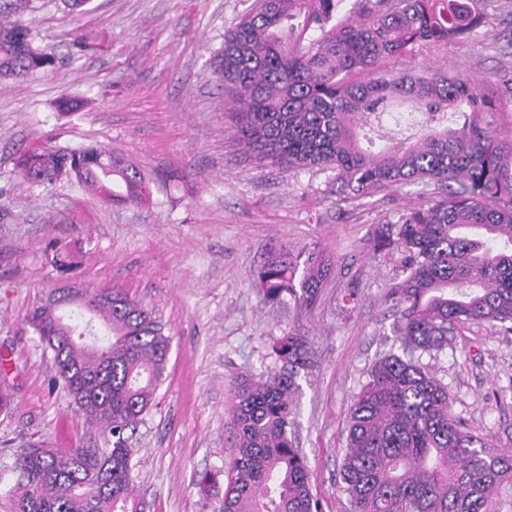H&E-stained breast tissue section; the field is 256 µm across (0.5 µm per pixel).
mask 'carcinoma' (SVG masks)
<instances>
[{
    "label": "carcinoma",
    "instance_id": "cac0c4a2",
    "mask_svg": "<svg viewBox=\"0 0 512 512\" xmlns=\"http://www.w3.org/2000/svg\"><path fill=\"white\" fill-rule=\"evenodd\" d=\"M343 0H261L256 12L224 34L215 71L233 97L242 148L288 168L336 171V192L354 198L371 189L433 183L439 194L399 224H379L376 252L400 255L389 289L396 332L406 348L439 352L448 332L469 323L512 333V122L497 103L512 98V76L495 84L437 73L380 69L418 42L446 44L479 20L477 0H397L367 22L329 23ZM31 0H0V77L25 78L53 55L33 45L21 16ZM322 31L319 40L311 32ZM369 71L367 81L350 76ZM413 101L424 122L446 114L462 126L435 130L376 152L358 129ZM23 179L49 187L67 180L112 203L138 204L144 177L101 146L33 144L17 161ZM299 263L273 256L255 273L264 302L289 300L304 312L318 304L331 263L318 248ZM57 288L34 306L27 323L55 364L54 384L67 390L86 420L112 437L110 448L57 451L36 441L14 455L13 512H145L133 490L126 436L155 406L171 337L154 309L123 288L97 291L102 303L83 318L88 289ZM99 320L106 340H87ZM277 371L235 384L229 412L235 430L218 512H322L307 461L294 445L297 378L317 366L309 337L275 339ZM339 489L350 512H512V452L488 451L453 413L444 384L413 355L374 363L353 397Z\"/></svg>",
    "mask_w": 512,
    "mask_h": 512
}]
</instances>
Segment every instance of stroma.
<instances>
[{"label": "stroma", "mask_w": 512, "mask_h": 512, "mask_svg": "<svg viewBox=\"0 0 512 512\" xmlns=\"http://www.w3.org/2000/svg\"><path fill=\"white\" fill-rule=\"evenodd\" d=\"M258 0H34L24 16L52 66L0 81V382L13 404L0 414V512H11L9 467L32 438L64 451L102 448L26 321L63 284L120 287L154 307L171 338L158 405L133 435L134 491L146 512H215L234 455L228 412L235 382L272 372L274 338H313L318 365L297 379L295 438L323 512H349L337 484L352 397L379 359L402 351L387 291L398 255L374 253L370 235L432 197L433 185L336 199L333 171L288 169L245 152L225 116L213 58L224 33ZM481 24L448 44L417 43L388 70L435 69L493 82L512 75V0H480ZM80 101L78 111L60 108ZM100 145L132 159L149 199L118 205L66 183L45 189L15 159L35 142ZM333 272L312 312L273 307L253 271L272 255L309 248ZM70 254L67 267L57 250ZM358 294L346 305L347 289ZM421 361L447 384L452 410L493 451H512V335L467 324ZM216 475L201 491L204 474Z\"/></svg>", "instance_id": "1"}]
</instances>
